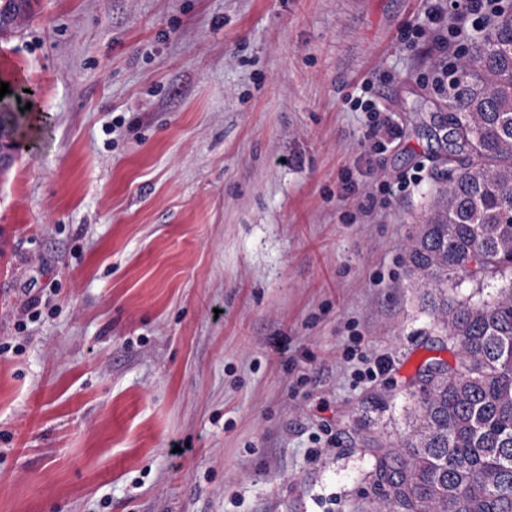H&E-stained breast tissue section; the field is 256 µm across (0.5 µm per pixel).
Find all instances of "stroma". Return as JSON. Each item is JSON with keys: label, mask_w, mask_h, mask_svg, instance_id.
I'll return each mask as SVG.
<instances>
[{"label": "stroma", "mask_w": 512, "mask_h": 512, "mask_svg": "<svg viewBox=\"0 0 512 512\" xmlns=\"http://www.w3.org/2000/svg\"><path fill=\"white\" fill-rule=\"evenodd\" d=\"M424 9L31 0L0 40L40 108L0 172V512H371L369 441L454 359L404 253L448 180Z\"/></svg>", "instance_id": "1"}]
</instances>
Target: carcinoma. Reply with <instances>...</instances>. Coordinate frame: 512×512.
<instances>
[{
	"instance_id": "cac0c4a2",
	"label": "carcinoma",
	"mask_w": 512,
	"mask_h": 512,
	"mask_svg": "<svg viewBox=\"0 0 512 512\" xmlns=\"http://www.w3.org/2000/svg\"><path fill=\"white\" fill-rule=\"evenodd\" d=\"M458 80L444 158L454 172L405 247L456 358L419 371L400 444L369 449L388 478L375 512H512V284L489 302L448 297L460 280H512V8L478 38Z\"/></svg>"
}]
</instances>
